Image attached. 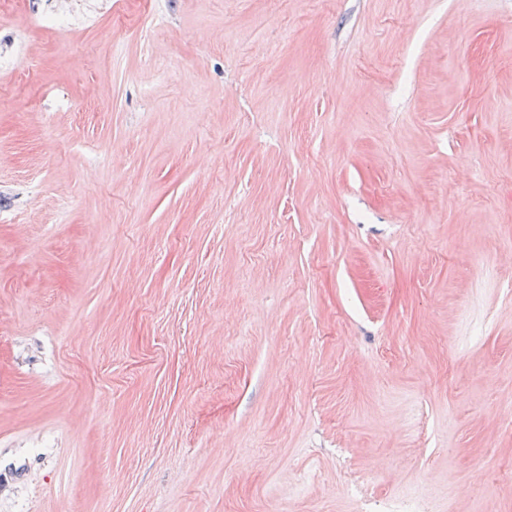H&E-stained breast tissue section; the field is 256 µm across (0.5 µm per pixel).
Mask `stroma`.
I'll list each match as a JSON object with an SVG mask.
<instances>
[{
	"instance_id": "35a3bbf8",
	"label": "stroma",
	"mask_w": 512,
	"mask_h": 512,
	"mask_svg": "<svg viewBox=\"0 0 512 512\" xmlns=\"http://www.w3.org/2000/svg\"><path fill=\"white\" fill-rule=\"evenodd\" d=\"M0 22V512H512V0Z\"/></svg>"
}]
</instances>
